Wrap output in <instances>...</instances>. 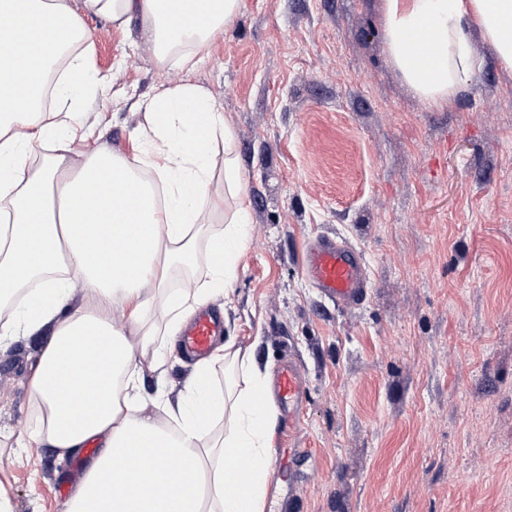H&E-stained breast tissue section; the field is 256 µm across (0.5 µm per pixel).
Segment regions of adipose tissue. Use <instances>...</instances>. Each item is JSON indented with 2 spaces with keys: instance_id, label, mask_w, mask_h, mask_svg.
<instances>
[{
  "instance_id": "obj_1",
  "label": "adipose tissue",
  "mask_w": 512,
  "mask_h": 512,
  "mask_svg": "<svg viewBox=\"0 0 512 512\" xmlns=\"http://www.w3.org/2000/svg\"><path fill=\"white\" fill-rule=\"evenodd\" d=\"M240 0H0V301L26 296L0 327V344L45 333L31 375L38 411L28 439L79 455L99 452L66 512H264L272 478L270 377L250 353L225 343L196 363L182 389L166 383L165 349L186 321L229 296L249 235L250 204L235 135L211 94L176 84L138 103L145 120L132 156L97 148L80 168L70 157L90 136L77 115L88 87L103 84L74 44L90 35L83 17L117 26L139 21L159 64L192 66L223 33ZM392 61L433 106L453 102L474 70L473 32L512 67V0H382ZM427 38L431 62H415L409 39ZM69 54L52 109L41 103L49 67ZM224 143V195L213 198L216 141ZM44 166L29 163L44 142ZM228 211L207 235L209 279L171 290L170 271L191 260L204 221ZM121 307L124 321L74 303L72 283ZM162 308L165 328L145 330ZM151 356L154 396L142 393L140 359ZM224 363L248 383L216 388Z\"/></svg>"
}]
</instances>
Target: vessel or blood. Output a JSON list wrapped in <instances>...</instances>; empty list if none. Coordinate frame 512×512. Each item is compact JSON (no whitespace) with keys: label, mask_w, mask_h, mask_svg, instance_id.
<instances>
[{"label":"vessel or blood","mask_w":512,"mask_h":512,"mask_svg":"<svg viewBox=\"0 0 512 512\" xmlns=\"http://www.w3.org/2000/svg\"><path fill=\"white\" fill-rule=\"evenodd\" d=\"M302 268L314 288L340 308H359L370 295V278L362 253L335 237L318 235L309 239L302 252ZM223 333V318L205 311L185 327L179 347L186 355L205 358L215 339ZM306 390L301 368L290 361L278 370L271 395L280 406L292 411L299 407Z\"/></svg>","instance_id":"b4317fda"}]
</instances>
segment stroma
I'll use <instances>...</instances> for the list:
<instances>
[{"label":"stroma","instance_id":"stroma-1","mask_svg":"<svg viewBox=\"0 0 512 512\" xmlns=\"http://www.w3.org/2000/svg\"><path fill=\"white\" fill-rule=\"evenodd\" d=\"M110 81L82 118L133 153L136 103L208 90L236 136L250 202L224 338L307 380L299 483L274 474L266 512H512V68L473 35L452 105L417 96L385 41L381 0H240L193 69L159 65L139 27L85 18ZM360 249L370 298L345 311L301 267L305 240ZM41 336L0 345V495L12 512H66L91 456L26 440Z\"/></svg>","mask_w":512,"mask_h":512}]
</instances>
